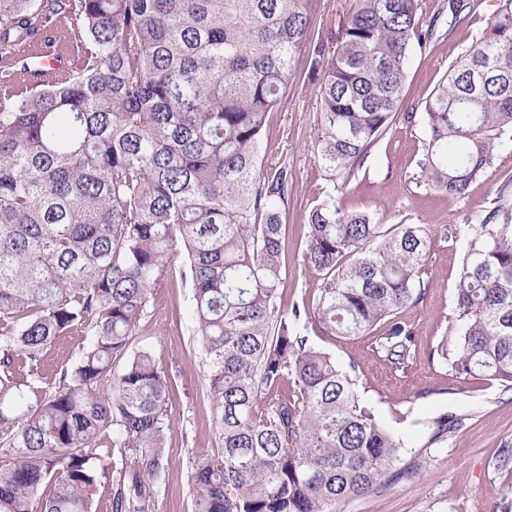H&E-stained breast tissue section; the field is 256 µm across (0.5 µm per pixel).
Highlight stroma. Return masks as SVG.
Here are the masks:
<instances>
[{
	"label": "stroma",
	"instance_id": "1",
	"mask_svg": "<svg viewBox=\"0 0 512 512\" xmlns=\"http://www.w3.org/2000/svg\"><path fill=\"white\" fill-rule=\"evenodd\" d=\"M472 3L479 23L458 25L449 37L437 40L428 54L411 60L403 115L371 147L364 166L342 189H334L317 162L318 85L309 79L305 62L294 65L288 91L270 112L263 132V163L285 161L294 171L282 216L288 244L281 288L284 307H312L317 302L323 277L304 262L306 215L328 197L352 210L377 213L388 226L405 222L434 227L425 266L429 283L425 299L399 314L415 330L412 354L404 367H394L375 353L373 335L333 336L312 318L296 327L310 345L330 353L342 368L354 370L359 393L379 422L418 453L415 473L385 490L342 502L336 512H504L505 506L512 505V472L498 466L499 449L512 443V388L489 377L458 375L438 354L441 345L452 343L457 331L456 289L466 248L463 235H447L443 228L468 223L497 197L512 204V133L505 134L491 167L465 197H434L417 179L425 101L498 7V0ZM89 342L88 331L81 326L48 347L39 368L44 392H54L62 370L79 359ZM130 348L150 349L171 384L164 412L169 424L164 467L148 512H192L194 460L213 451L216 441L192 294L180 270H173L155 289ZM444 413L462 418L463 423L447 443L429 445L428 423Z\"/></svg>",
	"mask_w": 512,
	"mask_h": 512
}]
</instances>
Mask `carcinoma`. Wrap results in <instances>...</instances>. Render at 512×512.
<instances>
[{
	"mask_svg": "<svg viewBox=\"0 0 512 512\" xmlns=\"http://www.w3.org/2000/svg\"><path fill=\"white\" fill-rule=\"evenodd\" d=\"M309 2L0 0V56L48 23L76 49L63 75L0 71V512H91L112 430L125 459L112 512H146L169 383L129 339L177 255L218 442L194 462V512H336L414 469L350 375L297 335L299 307L280 303L293 173L259 164L260 142L303 57L319 82L318 162L348 182L402 106L407 64L436 21L448 13L451 31L478 18L465 0H353L313 37ZM424 110L421 183L460 197L512 130V0ZM307 227L304 260L324 275L314 318L337 336L383 327L376 352L405 364L414 330L397 315L426 296L433 228L385 230L334 202ZM464 233L460 331L441 356L512 386V209L496 205ZM83 324L90 345L44 395V350ZM431 426L435 444L458 420Z\"/></svg>",
	"mask_w": 512,
	"mask_h": 512,
	"instance_id": "cac0c4a2",
	"label": "carcinoma"
}]
</instances>
